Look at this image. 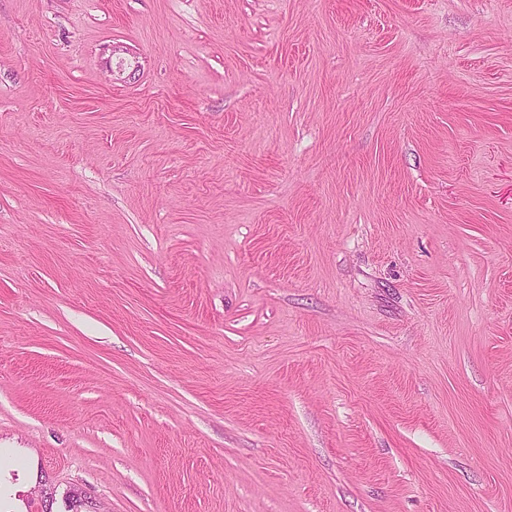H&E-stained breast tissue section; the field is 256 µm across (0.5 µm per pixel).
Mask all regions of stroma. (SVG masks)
Here are the masks:
<instances>
[{"instance_id": "stroma-1", "label": "stroma", "mask_w": 512, "mask_h": 512, "mask_svg": "<svg viewBox=\"0 0 512 512\" xmlns=\"http://www.w3.org/2000/svg\"><path fill=\"white\" fill-rule=\"evenodd\" d=\"M512 512V0H0V512Z\"/></svg>"}]
</instances>
